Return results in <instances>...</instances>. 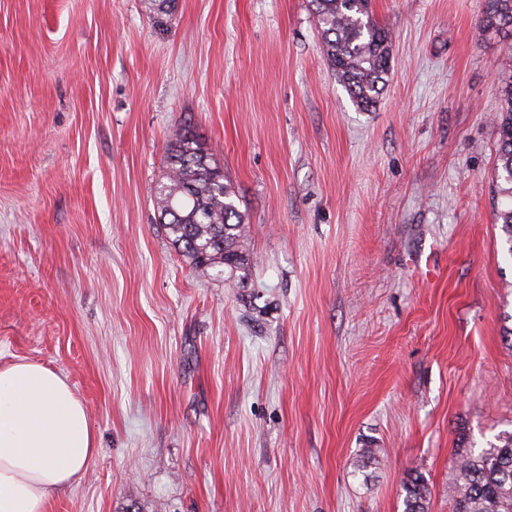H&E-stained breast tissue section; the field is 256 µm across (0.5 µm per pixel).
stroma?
<instances>
[{
	"instance_id": "stroma-1",
	"label": "stroma",
	"mask_w": 512,
	"mask_h": 512,
	"mask_svg": "<svg viewBox=\"0 0 512 512\" xmlns=\"http://www.w3.org/2000/svg\"><path fill=\"white\" fill-rule=\"evenodd\" d=\"M373 7L361 111L311 0H0V366L65 376L99 448L47 512H403L415 471L452 512L457 449L512 429V38L484 0ZM184 125L246 215L244 285L159 222ZM497 130V166L498 176L502 183L498 192L506 200L498 212L497 221H501L504 234V245L512 256V75L502 79L500 83V107L494 117Z\"/></svg>"
}]
</instances>
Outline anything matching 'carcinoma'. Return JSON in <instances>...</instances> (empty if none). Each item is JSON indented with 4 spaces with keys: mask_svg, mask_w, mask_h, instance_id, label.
<instances>
[{
    "mask_svg": "<svg viewBox=\"0 0 512 512\" xmlns=\"http://www.w3.org/2000/svg\"><path fill=\"white\" fill-rule=\"evenodd\" d=\"M329 66L351 101L373 108L387 82L392 37L380 26L372 0H312ZM481 34L512 30V0H486ZM500 195L508 200L498 212L504 245L512 256V75L500 83L494 117ZM166 181L156 190L160 222L175 248L195 268L237 280L250 267L244 245L245 217L236 193L224 183L214 154L189 128L179 130L167 147ZM457 476L448 486L454 512H512V431L494 436L478 451L457 454ZM404 512H427L428 486L417 471L405 483Z\"/></svg>",
    "mask_w": 512,
    "mask_h": 512,
    "instance_id": "1",
    "label": "carcinoma"
}]
</instances>
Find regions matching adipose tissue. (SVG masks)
I'll use <instances>...</instances> for the list:
<instances>
[{
	"label": "adipose tissue",
	"mask_w": 512,
	"mask_h": 512,
	"mask_svg": "<svg viewBox=\"0 0 512 512\" xmlns=\"http://www.w3.org/2000/svg\"><path fill=\"white\" fill-rule=\"evenodd\" d=\"M98 452L87 411L43 364L0 366V512H46Z\"/></svg>",
	"instance_id": "adipose-tissue-1"
}]
</instances>
